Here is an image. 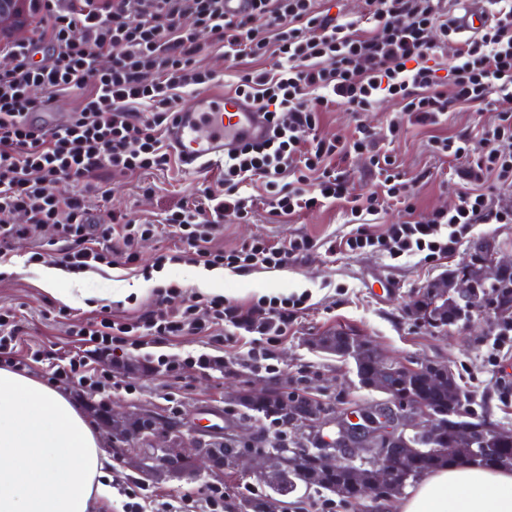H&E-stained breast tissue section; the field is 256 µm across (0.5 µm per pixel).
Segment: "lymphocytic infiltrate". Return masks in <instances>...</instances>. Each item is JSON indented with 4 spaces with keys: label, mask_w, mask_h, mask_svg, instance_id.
<instances>
[{
    "label": "lymphocytic infiltrate",
    "mask_w": 512,
    "mask_h": 512,
    "mask_svg": "<svg viewBox=\"0 0 512 512\" xmlns=\"http://www.w3.org/2000/svg\"><path fill=\"white\" fill-rule=\"evenodd\" d=\"M253 2L250 13L228 16L224 0H31L36 25L0 47V255L12 240L52 225L65 249L34 252L31 263L52 258L74 271L134 264L139 242L165 225L188 244L192 262L205 267H280L308 252L311 240L273 246L257 239L232 250L213 244L225 217L248 219L252 201L243 189L255 181L275 218L345 202V221L357 227L346 249L392 259L449 254L474 225L512 223V205L495 197L512 189V2L477 37L452 46L446 65L439 55L452 27L440 0H357L354 10L339 0L334 14L320 0ZM212 46L228 59L274 58V71L243 72L236 86L240 98L263 112L270 138L225 154L221 185H200L166 210L161 223L112 213L91 218L96 172L169 166L160 132L184 96L221 79L220 71L197 63ZM74 93L78 104L62 126L29 123L30 113ZM381 103L398 112L375 133L362 116ZM333 108L357 117L351 139L319 135L322 112ZM470 108L494 114L480 140L465 133L432 143L443 156L467 159L456 172L462 192L454 204L416 217L412 186L375 140L396 141L404 120L437 127L450 112ZM341 153L367 160L375 190L356 191L331 168ZM389 203L400 210L385 232L364 231L368 216ZM307 300L304 293L262 296L245 306L221 295L160 288L153 310L134 321L102 311L74 327L79 344L52 375L80 378L98 391L111 374L91 366L90 353L111 355L137 336L163 342L221 328L229 344L238 331L259 333L258 353L269 360Z\"/></svg>",
    "instance_id": "1"
}]
</instances>
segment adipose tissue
<instances>
[{
  "label": "adipose tissue",
  "instance_id": "adipose-tissue-1",
  "mask_svg": "<svg viewBox=\"0 0 512 512\" xmlns=\"http://www.w3.org/2000/svg\"><path fill=\"white\" fill-rule=\"evenodd\" d=\"M112 501L95 425L40 379L0 368V512H92ZM398 512H512V472L424 475Z\"/></svg>",
  "mask_w": 512,
  "mask_h": 512
}]
</instances>
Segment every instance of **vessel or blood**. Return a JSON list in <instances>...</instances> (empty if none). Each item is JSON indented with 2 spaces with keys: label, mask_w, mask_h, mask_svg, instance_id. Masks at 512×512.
<instances>
[{
  "label": "vessel or blood",
  "mask_w": 512,
  "mask_h": 512,
  "mask_svg": "<svg viewBox=\"0 0 512 512\" xmlns=\"http://www.w3.org/2000/svg\"><path fill=\"white\" fill-rule=\"evenodd\" d=\"M493 20L486 0H468L455 20L458 36L472 38ZM268 127L260 112L223 88L206 87L192 93L176 108L166 140L180 167L203 174L222 164L227 151L245 141H261Z\"/></svg>",
  "instance_id": "obj_1"
}]
</instances>
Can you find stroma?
Segmentation results:
<instances>
[{"label": "stroma", "mask_w": 512, "mask_h": 512, "mask_svg": "<svg viewBox=\"0 0 512 512\" xmlns=\"http://www.w3.org/2000/svg\"><path fill=\"white\" fill-rule=\"evenodd\" d=\"M489 118L486 112L463 111L452 113L443 127L408 124L401 140L389 145V152L396 155L417 194L419 212L454 202L461 190L454 179L455 163L432 151L433 137L450 136L467 128L481 129ZM218 174L214 168L202 175H190L175 163L168 170L151 174L103 173L97 181L107 192V209L134 219L156 220L168 207L201 183L215 180ZM149 184L154 186V194H144L143 188ZM355 230V225L345 223L342 208L336 203L276 219L259 201L250 221L222 224L215 239L217 246L235 249L255 238L280 245L291 236L305 235L313 240V249L279 268L230 269L222 281L204 285L197 278L198 264L188 260L151 272L156 253L186 248L177 234L165 229L158 237L140 242L137 264L66 272L60 288L66 292L80 289L82 297L65 305L43 291V267L29 261L36 247L57 236L54 227L46 226L31 237L16 240L0 260L9 267L8 272L0 274V309L18 313L23 342L41 344L46 350L47 360L29 365L28 371L48 383L52 381L49 358L71 347L72 324L89 318L97 308L107 307L117 318L140 315L151 309L156 288L172 283L190 295L221 294L240 304L263 295L309 293L308 308L298 314L277 351L275 373L255 367L245 345L227 348L212 336H182L162 343L146 336L139 345L128 348L126 357L117 360L91 354L92 362L110 368L112 387L91 392L75 380L55 383L57 390L100 426L101 451L110 462L114 482L136 481L159 496L195 493L209 483L229 487L254 484L260 488V495L253 501L237 502L233 512H296L297 506L307 507L322 498V490L301 485L293 493L278 495L265 480L238 466L192 473L179 480L150 479L130 465L142 455L141 440L130 441L131 459L122 461L110 432L102 427L103 417L112 410L132 416L151 410L190 427L199 422L216 426L213 441L238 448L268 447L276 433L287 447L315 446L319 437L334 435L336 420L343 412L365 409L385 399L383 393L361 386L353 359L317 348L320 338L345 330L371 342L387 359L448 366L476 414L512 428V347L497 353L492 350L503 321L492 309L485 308L468 320L435 331L416 323L409 313L422 287L455 277L464 263L474 261L476 243L495 242L499 259L511 260L512 224L478 225L456 252L427 260L419 255L393 260L379 253H349L343 244ZM189 352L209 354L217 363L207 373L186 379L159 369L129 365L133 359ZM261 389L316 398L325 411L321 425L314 431L300 430L249 411L244 397Z\"/></svg>", "instance_id": "stroma-1"}]
</instances>
